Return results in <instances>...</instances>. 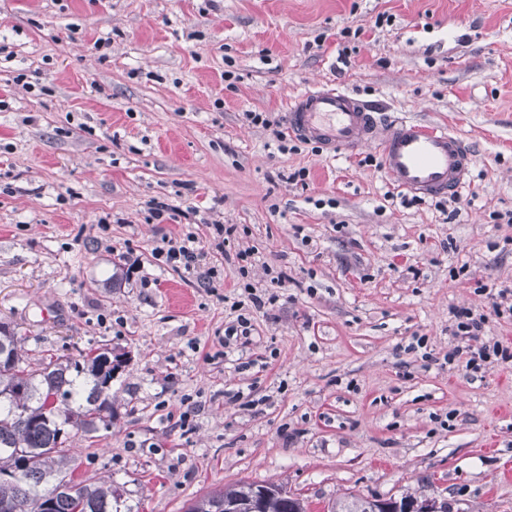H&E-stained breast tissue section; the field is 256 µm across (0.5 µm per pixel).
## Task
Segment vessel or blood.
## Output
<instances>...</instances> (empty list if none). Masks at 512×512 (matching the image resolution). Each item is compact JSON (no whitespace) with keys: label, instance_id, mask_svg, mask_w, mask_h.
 Wrapping results in <instances>:
<instances>
[{"label":"vessel or blood","instance_id":"1","mask_svg":"<svg viewBox=\"0 0 512 512\" xmlns=\"http://www.w3.org/2000/svg\"><path fill=\"white\" fill-rule=\"evenodd\" d=\"M288 132L330 151H355L379 142L387 178L418 200L459 193L473 166L469 147L447 128L410 118L381 128L373 104L337 86L290 101Z\"/></svg>","mask_w":512,"mask_h":512}]
</instances>
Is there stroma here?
Listing matches in <instances>:
<instances>
[{
    "instance_id": "obj_1",
    "label": "stroma",
    "mask_w": 512,
    "mask_h": 512,
    "mask_svg": "<svg viewBox=\"0 0 512 512\" xmlns=\"http://www.w3.org/2000/svg\"><path fill=\"white\" fill-rule=\"evenodd\" d=\"M330 84L460 136V204L404 203L375 143L280 151L288 102ZM154 199L193 215L150 221ZM213 224L235 228L215 288L153 259ZM279 267L254 345L225 346L244 283ZM492 281L512 284V0H0V322L32 358L128 353L110 431L73 446L139 512L242 480L309 512L427 483L452 512H512V366L446 361L456 308L512 344Z\"/></svg>"
}]
</instances>
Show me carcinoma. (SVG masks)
Wrapping results in <instances>:
<instances>
[{"label": "carcinoma", "instance_id": "obj_1", "mask_svg": "<svg viewBox=\"0 0 512 512\" xmlns=\"http://www.w3.org/2000/svg\"><path fill=\"white\" fill-rule=\"evenodd\" d=\"M118 359L90 346L73 358H24L21 338L0 323V512H133L112 480L77 474L70 439L95 437L112 427V380ZM254 483L215 489L189 503L218 507L224 496L241 499ZM372 502L349 496L334 512H370ZM307 502L288 491L270 499L263 512H296Z\"/></svg>", "mask_w": 512, "mask_h": 512}]
</instances>
